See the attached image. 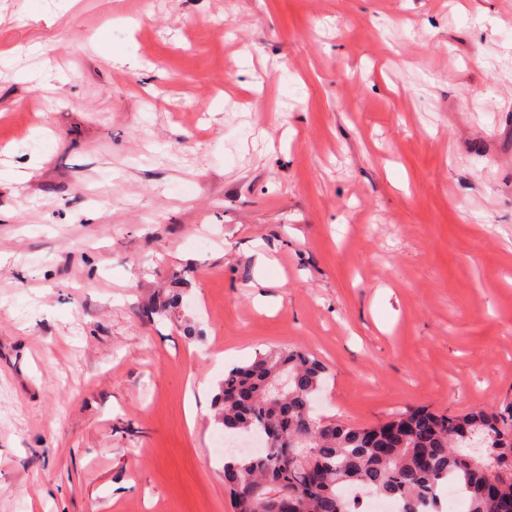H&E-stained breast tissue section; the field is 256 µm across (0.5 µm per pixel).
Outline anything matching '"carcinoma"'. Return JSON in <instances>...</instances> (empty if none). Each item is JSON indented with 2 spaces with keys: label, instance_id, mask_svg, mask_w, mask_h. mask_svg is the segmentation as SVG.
I'll use <instances>...</instances> for the list:
<instances>
[{
  "label": "carcinoma",
  "instance_id": "carcinoma-1",
  "mask_svg": "<svg viewBox=\"0 0 512 512\" xmlns=\"http://www.w3.org/2000/svg\"><path fill=\"white\" fill-rule=\"evenodd\" d=\"M325 373L310 353L283 346L224 374L215 419L265 445L224 456L234 512H274L285 489L289 512H352V488L395 498L402 512H443L439 487L449 478L466 492L467 512H512V402L458 415L408 407L354 428L317 414ZM281 377L288 387L277 394Z\"/></svg>",
  "mask_w": 512,
  "mask_h": 512
}]
</instances>
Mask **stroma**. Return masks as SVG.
Segmentation results:
<instances>
[{
	"instance_id": "stroma-1",
	"label": "stroma",
	"mask_w": 512,
	"mask_h": 512,
	"mask_svg": "<svg viewBox=\"0 0 512 512\" xmlns=\"http://www.w3.org/2000/svg\"><path fill=\"white\" fill-rule=\"evenodd\" d=\"M0 170V512H232L276 346L351 426L512 401V0H0Z\"/></svg>"
}]
</instances>
